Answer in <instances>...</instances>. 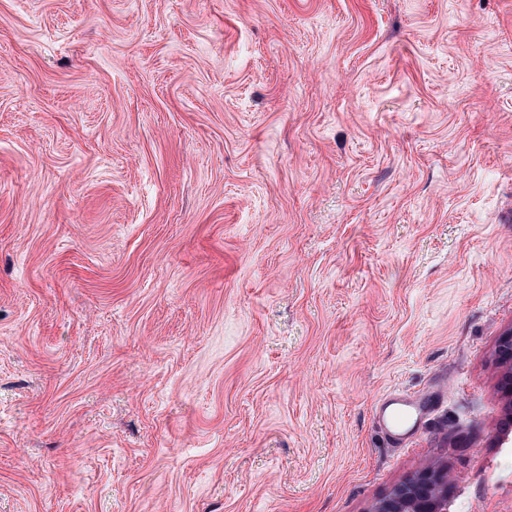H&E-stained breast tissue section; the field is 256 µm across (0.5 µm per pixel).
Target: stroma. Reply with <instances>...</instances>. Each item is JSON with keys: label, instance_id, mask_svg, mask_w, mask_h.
<instances>
[{"label": "stroma", "instance_id": "1", "mask_svg": "<svg viewBox=\"0 0 512 512\" xmlns=\"http://www.w3.org/2000/svg\"><path fill=\"white\" fill-rule=\"evenodd\" d=\"M511 209L512 0H0V512H512ZM512 333L505 337V344L499 352L502 361L505 364V371L500 380V389L503 395L508 399L512 408ZM424 407L419 392L395 391L378 399L374 411L380 425L405 443L417 433ZM448 501L447 478L437 476L434 465L426 464L414 480L369 512H447Z\"/></svg>", "mask_w": 512, "mask_h": 512}]
</instances>
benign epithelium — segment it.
I'll use <instances>...</instances> for the list:
<instances>
[{
  "label": "benign epithelium",
  "instance_id": "1",
  "mask_svg": "<svg viewBox=\"0 0 512 512\" xmlns=\"http://www.w3.org/2000/svg\"><path fill=\"white\" fill-rule=\"evenodd\" d=\"M505 371L500 389L512 405V336L505 337L500 348ZM369 512H448V480L435 474L432 464L424 465L417 477L401 486Z\"/></svg>",
  "mask_w": 512,
  "mask_h": 512
}]
</instances>
